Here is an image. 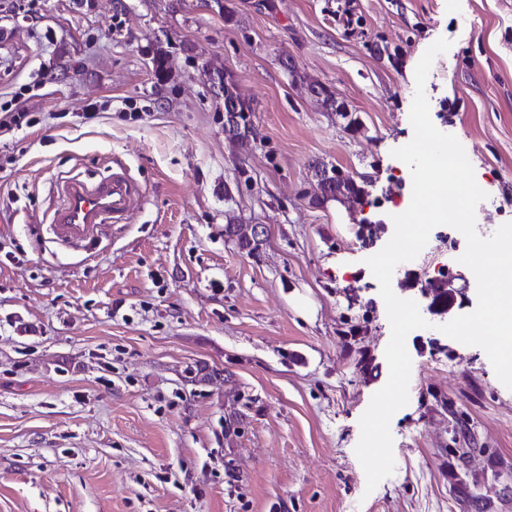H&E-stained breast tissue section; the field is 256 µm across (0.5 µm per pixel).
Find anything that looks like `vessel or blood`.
<instances>
[{"label":"vessel or blood","mask_w":512,"mask_h":512,"mask_svg":"<svg viewBox=\"0 0 512 512\" xmlns=\"http://www.w3.org/2000/svg\"><path fill=\"white\" fill-rule=\"evenodd\" d=\"M60 200L50 229L62 244L84 248L97 240L107 224L121 220L140 201L142 193L125 173L90 184L69 177L55 185Z\"/></svg>","instance_id":"vessel-or-blood-1"}]
</instances>
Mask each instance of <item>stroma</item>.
Here are the masks:
<instances>
[{
  "mask_svg": "<svg viewBox=\"0 0 512 512\" xmlns=\"http://www.w3.org/2000/svg\"><path fill=\"white\" fill-rule=\"evenodd\" d=\"M223 5L234 22L213 0H0V105L42 118L0 131V512H512V390L438 330L406 340L393 474L367 490L355 454L391 336L365 263L384 240L355 231L412 196L392 151L441 37L430 118L488 194L477 232L512 222V0ZM224 73L252 107L243 145ZM315 160L365 179L363 201L312 205ZM119 164L139 205L90 252L57 243L56 180ZM230 215L264 225L255 251ZM465 247L441 227L414 267ZM224 231L227 236H235L243 249L254 251L258 247L257 236L252 232L249 224H238L235 217H229Z\"/></svg>",
  "mask_w": 512,
  "mask_h": 512,
  "instance_id": "1",
  "label": "stroma"
}]
</instances>
